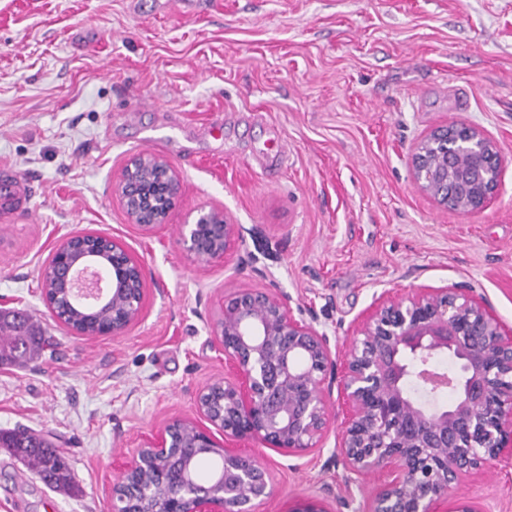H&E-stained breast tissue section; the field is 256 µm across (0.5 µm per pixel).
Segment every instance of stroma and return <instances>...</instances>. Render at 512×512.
<instances>
[{
    "mask_svg": "<svg viewBox=\"0 0 512 512\" xmlns=\"http://www.w3.org/2000/svg\"><path fill=\"white\" fill-rule=\"evenodd\" d=\"M0 0V170L32 195L0 215V303L50 344L0 363V430L23 425L64 453L72 488H51L0 447V512H109L133 448L223 377L212 323L224 293H290L334 348L323 452L288 456L253 440L273 480L259 512L322 503L369 512L384 474L344 487L331 454L344 422L342 348L375 295L465 284L512 325V0ZM482 127L505 171L479 214L415 184L417 142L449 122ZM178 172L168 224H130L112 182L132 156ZM217 206L242 232L204 262L179 226ZM93 233L141 264L140 320L87 338L55 322L41 273L67 236ZM485 512H512V465L468 480Z\"/></svg>",
    "mask_w": 512,
    "mask_h": 512,
    "instance_id": "obj_1",
    "label": "stroma"
}]
</instances>
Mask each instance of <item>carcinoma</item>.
<instances>
[{
	"mask_svg": "<svg viewBox=\"0 0 512 512\" xmlns=\"http://www.w3.org/2000/svg\"><path fill=\"white\" fill-rule=\"evenodd\" d=\"M44 343L36 324L21 328L6 319L0 321V361L24 364L39 354ZM0 447L10 449L26 462L34 476L43 483L60 490L70 486L71 474L63 453L26 428L0 431Z\"/></svg>",
	"mask_w": 512,
	"mask_h": 512,
	"instance_id": "cac0c4a2",
	"label": "carcinoma"
}]
</instances>
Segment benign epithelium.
<instances>
[{
  "label": "benign epithelium",
  "instance_id": "1",
  "mask_svg": "<svg viewBox=\"0 0 512 512\" xmlns=\"http://www.w3.org/2000/svg\"><path fill=\"white\" fill-rule=\"evenodd\" d=\"M411 167L419 188L440 205L476 214L495 199L504 158L484 129L450 122L416 144ZM181 190L178 172L151 153L129 159L113 184L129 223L147 234L167 223ZM238 239V225L222 208L201 210L182 225L183 249L196 258L219 261ZM41 294L51 317L72 334L121 336L141 318L144 272L113 239L74 234L50 254ZM59 298L76 310L110 304L112 322L85 332L58 315ZM292 302L264 288L221 298L213 332L233 375L197 390L198 418L174 417L132 451L112 483V512H258L273 494L267 467L219 446L215 430L290 455L323 449L332 351L327 334ZM438 355L453 367L432 369ZM412 379L427 396L449 391L453 400L420 404L407 390ZM342 392L348 418L333 457L346 489L388 470L372 512H436L462 482L512 456V327L471 288L383 292L346 348ZM200 454L218 458L205 482L194 476Z\"/></svg>",
  "mask_w": 512,
  "mask_h": 512
}]
</instances>
